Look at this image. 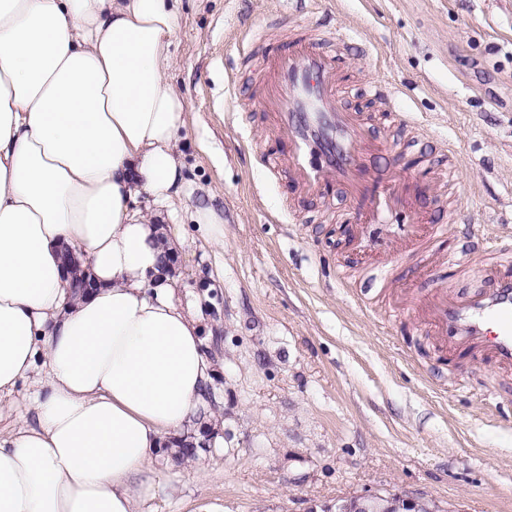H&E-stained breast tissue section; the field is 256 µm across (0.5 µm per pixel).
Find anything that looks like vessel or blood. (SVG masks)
Returning <instances> with one entry per match:
<instances>
[{
    "instance_id": "vessel-or-blood-1",
    "label": "vessel or blood",
    "mask_w": 512,
    "mask_h": 512,
    "mask_svg": "<svg viewBox=\"0 0 512 512\" xmlns=\"http://www.w3.org/2000/svg\"><path fill=\"white\" fill-rule=\"evenodd\" d=\"M328 50L313 37L297 38L288 54L268 62L271 83L262 100L273 125L288 133L283 153L268 156L271 169L287 168L298 192L329 197L336 187L354 196L369 195L368 207L340 211L336 224H372L400 213L405 199L394 188H366L362 162L383 151L369 133L372 114L351 109L344 98L355 76L344 60L348 43L336 36ZM403 231L413 249L442 239L443 224H407ZM485 261L481 283L472 291L441 293L430 306L431 319L450 341L474 345L475 355L512 368V249L503 237H479L474 257L458 255L452 267L466 272L474 258Z\"/></svg>"
}]
</instances>
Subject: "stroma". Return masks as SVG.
<instances>
[{
  "label": "stroma",
  "mask_w": 512,
  "mask_h": 512,
  "mask_svg": "<svg viewBox=\"0 0 512 512\" xmlns=\"http://www.w3.org/2000/svg\"><path fill=\"white\" fill-rule=\"evenodd\" d=\"M169 80L188 104L177 149L190 184L169 222L179 238L177 302L197 313L214 369L217 444L201 464L169 450L140 512H308L373 491L424 497L441 512H512V378L449 355L434 327L381 295L328 208L294 198L262 153L282 148L261 108L264 57L293 34L341 33L359 83L380 86L409 127L375 133L369 177L413 185L423 220L448 227L426 278L396 269L417 297L468 290L443 264L469 228L512 225V0H181ZM267 30L268 40L250 41ZM455 163L443 188L420 156ZM208 205L224 243L193 222ZM348 277L337 282L336 269Z\"/></svg>",
  "instance_id": "obj_1"
}]
</instances>
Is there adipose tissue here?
Returning <instances> with one entry per match:
<instances>
[{
  "label": "adipose tissue",
  "instance_id": "ef3b65f1",
  "mask_svg": "<svg viewBox=\"0 0 512 512\" xmlns=\"http://www.w3.org/2000/svg\"><path fill=\"white\" fill-rule=\"evenodd\" d=\"M178 2L0 0V402L34 389L33 422L0 434V512H138L166 440L216 417L197 323L158 267L178 240L137 207L187 185Z\"/></svg>",
  "mask_w": 512,
  "mask_h": 512
}]
</instances>
